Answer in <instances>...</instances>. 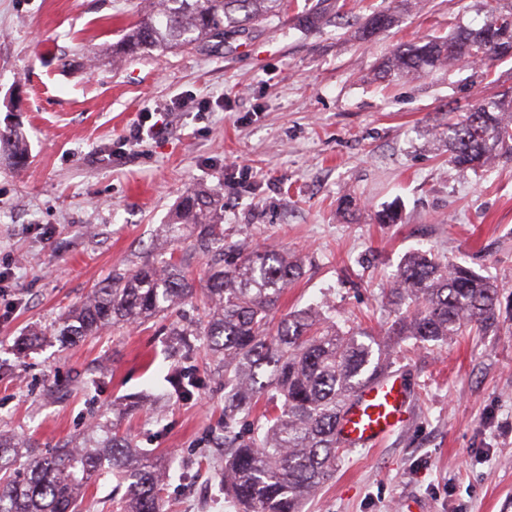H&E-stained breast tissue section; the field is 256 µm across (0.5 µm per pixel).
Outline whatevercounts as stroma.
<instances>
[{
  "label": "stroma",
  "instance_id": "stroma-1",
  "mask_svg": "<svg viewBox=\"0 0 512 512\" xmlns=\"http://www.w3.org/2000/svg\"><path fill=\"white\" fill-rule=\"evenodd\" d=\"M147 0H0V126L20 120L29 160L0 157V431L46 453L92 422L170 467L164 512H237L217 469L224 374L179 350L166 317L61 346L55 321L112 275L175 254L196 282L208 259L161 233L187 191L224 195V241L302 265L278 315L321 306L387 340L380 291L411 250L472 267L512 312V162H448L449 111L512 91V58L387 83L398 44L482 26L488 0H281L261 23L192 52L104 56ZM396 24L371 38L362 17ZM205 101L208 111L175 110ZM165 122L163 133L145 121ZM141 139H133V132ZM398 221L381 224L387 206ZM40 345L17 351L21 338ZM389 343L411 394L404 424L353 448L304 512H512V328L426 348ZM192 371L188 399L167 394Z\"/></svg>",
  "mask_w": 512,
  "mask_h": 512
}]
</instances>
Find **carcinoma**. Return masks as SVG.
<instances>
[{
	"mask_svg": "<svg viewBox=\"0 0 512 512\" xmlns=\"http://www.w3.org/2000/svg\"><path fill=\"white\" fill-rule=\"evenodd\" d=\"M281 0H149L146 17L123 30L112 59L146 51L195 49L276 12ZM390 13L365 19L369 37L392 26ZM483 36L459 28L446 39L421 38L395 47L379 73H430L463 64L488 67L512 48V8L492 12ZM448 162L482 170L512 155V98L479 100L469 111L448 117ZM0 153L16 166L28 159L26 136L18 125L0 127ZM224 197L196 189L181 198L166 232L190 229L194 248L210 255L204 316L195 328L177 332L182 347L201 336L215 365L224 369V490L239 512H303L306 501L335 472L345 447L337 429L343 409L358 388L390 369L389 353L367 331L327 323L320 310L293 312L278 323L271 314L288 285L300 276L297 264L276 251L224 245ZM196 293L182 260L163 258L124 273L96 288L64 313L54 329L62 338L84 339L109 325L141 324L164 316ZM382 300L397 309L388 328L393 339H411L426 348L446 341L465 326L483 332L500 323L499 288L462 264L429 251L404 257ZM179 398H189L196 378L189 372L169 379ZM265 422L249 435L239 429L260 401ZM91 426L79 448L61 446L34 453L0 433V512H80L83 490L103 473L112 474L121 494V512H163L164 466L126 437L97 436ZM28 453L24 466L18 461Z\"/></svg>",
	"mask_w": 512,
	"mask_h": 512,
	"instance_id": "1",
	"label": "carcinoma"
}]
</instances>
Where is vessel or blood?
<instances>
[{
	"label": "vessel or blood",
	"instance_id": "b4317fda",
	"mask_svg": "<svg viewBox=\"0 0 512 512\" xmlns=\"http://www.w3.org/2000/svg\"><path fill=\"white\" fill-rule=\"evenodd\" d=\"M408 388L389 371L362 387L349 402L341 426V440L352 447H370L405 420Z\"/></svg>",
	"mask_w": 512,
	"mask_h": 512
}]
</instances>
